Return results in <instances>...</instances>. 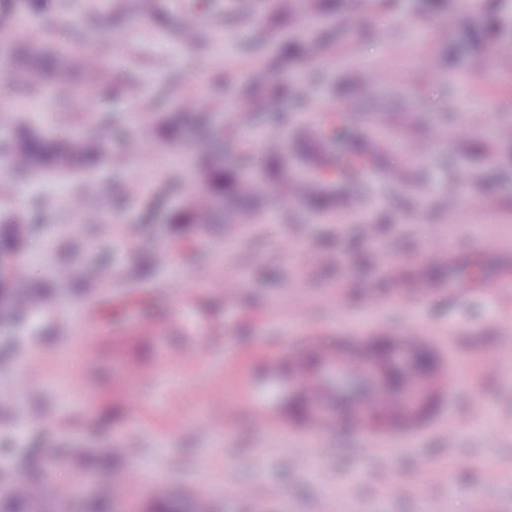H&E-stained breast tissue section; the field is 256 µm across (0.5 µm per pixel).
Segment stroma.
<instances>
[{
  "mask_svg": "<svg viewBox=\"0 0 512 512\" xmlns=\"http://www.w3.org/2000/svg\"><path fill=\"white\" fill-rule=\"evenodd\" d=\"M190 12L203 34L192 44L174 34ZM83 18L101 33L111 90L76 102L32 91L23 67L0 55V109L25 113L49 136H102L116 154L176 97L232 100L225 73H261L276 37L305 40L312 26L264 0H157L152 19L136 0H54L43 12L29 0H0V45L24 36L75 41ZM457 27V13L428 12L421 0H360L349 28L323 23L318 42L280 76L291 84L315 72L307 126L289 127V144L315 160L314 129L342 105L330 84L375 70L384 87L370 111L420 150L384 156L385 167L405 169L406 185L386 189L367 175L353 190L362 202L355 210L341 201L313 213L268 194L257 233L238 245L225 242L223 225L178 223L200 185L186 143L157 134L148 155L107 160L87 175L21 174L0 159V211L33 219L14 257L16 283L55 290L24 320L0 322V441L11 446L0 473L27 478L38 447L50 505L89 455L119 448L122 512H147L159 482L184 495L209 486L218 512H512V295L481 285L490 273L512 275V252L496 245L512 234V141L492 138L512 122V66L489 76L433 67ZM132 112L138 125L128 123ZM438 123L452 136L468 131L461 162L435 142ZM242 146L253 172L266 174L256 129L236 132L220 168L234 172ZM132 184L141 192L131 198ZM74 196L85 200L82 212L67 207ZM101 224L111 237L99 239ZM363 224L387 230L364 242ZM163 247L174 251L165 266L154 260ZM443 252L463 259L472 283L464 297L448 292ZM91 303L101 334L88 348L79 320ZM379 324L418 326L426 349L447 348L465 377L451 428L370 455L344 425L310 433L294 422L293 389L266 353L309 341L327 349L340 331L362 336ZM492 353L495 368H484ZM255 401L278 427L253 419ZM436 468L448 469L449 481L425 482Z\"/></svg>",
  "mask_w": 512,
  "mask_h": 512,
  "instance_id": "1",
  "label": "stroma"
}]
</instances>
